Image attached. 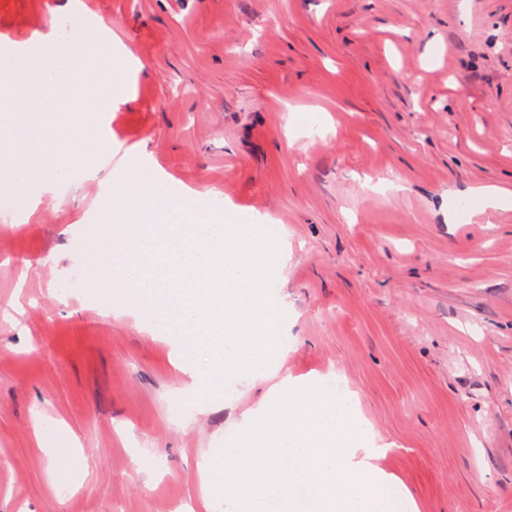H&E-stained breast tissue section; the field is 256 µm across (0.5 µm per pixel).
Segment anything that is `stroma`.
<instances>
[{"label":"stroma","instance_id":"stroma-1","mask_svg":"<svg viewBox=\"0 0 512 512\" xmlns=\"http://www.w3.org/2000/svg\"><path fill=\"white\" fill-rule=\"evenodd\" d=\"M88 14L127 47L112 159L0 209V512H226L203 462L281 376L335 374L394 512H512V204L473 195L512 188V0H0V39ZM137 162L288 241L283 355L188 410L87 251Z\"/></svg>","mask_w":512,"mask_h":512}]
</instances>
